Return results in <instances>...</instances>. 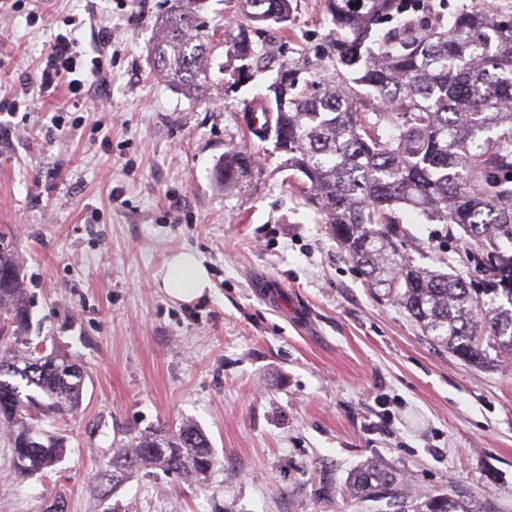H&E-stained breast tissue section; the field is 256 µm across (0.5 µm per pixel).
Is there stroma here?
Segmentation results:
<instances>
[{"mask_svg": "<svg viewBox=\"0 0 512 512\" xmlns=\"http://www.w3.org/2000/svg\"><path fill=\"white\" fill-rule=\"evenodd\" d=\"M163 0H0V109L19 76L74 33L91 59L112 34L96 111L65 92L11 117L0 135V225L23 264L28 344L65 350L88 372L80 410L57 422L63 462L20 478L0 432V512H381L354 499L352 471L376 460L411 495L462 496L512 512V368H473L424 336L393 296L367 288L328 225L304 204L273 142L247 130L246 101L274 71L331 67L321 0H294L288 26H265L269 70L217 83L208 100L159 77L150 56ZM59 117L68 134L54 131ZM261 173L224 194L212 178L232 145ZM416 265L446 241L466 279L458 228L400 210ZM192 250L210 296L173 301L170 257ZM197 424L218 465L200 484L144 469L103 502L91 478L156 424Z\"/></svg>", "mask_w": 512, "mask_h": 512, "instance_id": "35a3bbf8", "label": "stroma"}]
</instances>
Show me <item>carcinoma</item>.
<instances>
[{
    "instance_id": "carcinoma-1",
    "label": "carcinoma",
    "mask_w": 512,
    "mask_h": 512,
    "mask_svg": "<svg viewBox=\"0 0 512 512\" xmlns=\"http://www.w3.org/2000/svg\"><path fill=\"white\" fill-rule=\"evenodd\" d=\"M153 20V66L191 98L213 87L211 68L221 42L202 16L204 0H165ZM336 28L334 69L282 66L268 94L250 103L267 117L251 129L275 139L299 190L330 225L348 259L370 288H385L437 346L478 368L512 361V12L471 0L448 18L406 21L378 29L403 0H322ZM292 0H236L238 34L230 76L251 78L267 68V49L250 34L263 24L291 21ZM250 150L231 146L214 168L224 193L259 173ZM410 208L429 222L455 224L468 261L484 277L467 281L443 248L437 263L413 264L397 211ZM0 313L29 325L22 266L12 235L0 231ZM61 367L84 372L72 356L35 346L18 354L0 343V424L16 471L42 474L60 463L64 438L41 427L49 415L79 410L85 377L65 384ZM218 460L192 422L169 434L162 428L135 438L93 475V493L105 500L144 468L193 482ZM402 478L369 461L353 473L354 497L386 499L388 512H409ZM421 512H479L453 496H424Z\"/></svg>"
}]
</instances>
